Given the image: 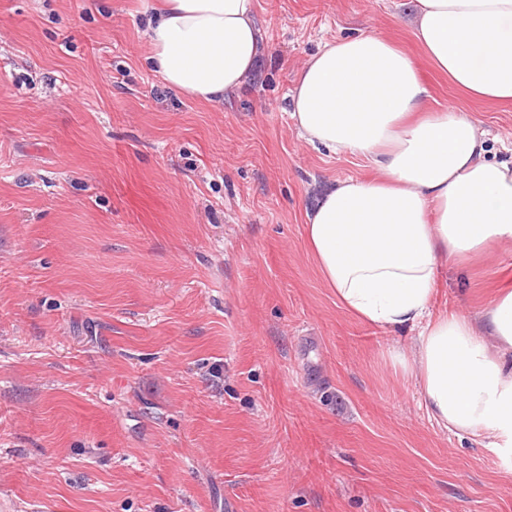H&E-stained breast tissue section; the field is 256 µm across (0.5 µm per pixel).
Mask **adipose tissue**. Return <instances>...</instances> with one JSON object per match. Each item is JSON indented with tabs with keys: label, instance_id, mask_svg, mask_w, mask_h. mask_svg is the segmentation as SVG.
I'll return each instance as SVG.
<instances>
[{
	"label": "adipose tissue",
	"instance_id": "adipose-tissue-1",
	"mask_svg": "<svg viewBox=\"0 0 512 512\" xmlns=\"http://www.w3.org/2000/svg\"><path fill=\"white\" fill-rule=\"evenodd\" d=\"M413 32L449 81L512 102V0H415ZM149 61L203 104L254 73L256 0H152ZM429 89L387 39L323 44L301 71L290 113L306 142L366 158L377 179L339 180L307 213L304 239L322 281L360 321L412 331L389 358L413 378L430 420L512 458V287L478 317L435 308L442 263L512 242V155H490L455 107L424 114Z\"/></svg>",
	"mask_w": 512,
	"mask_h": 512
}]
</instances>
